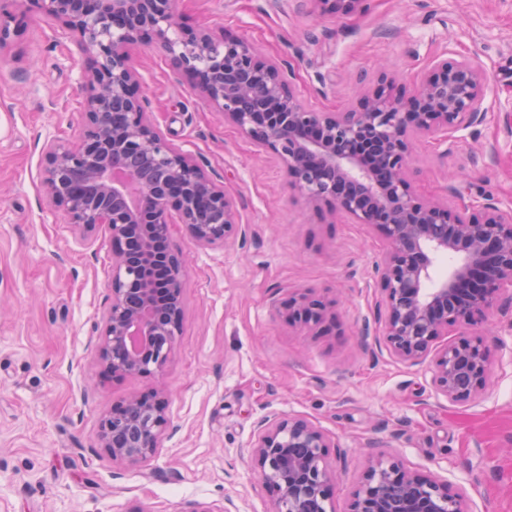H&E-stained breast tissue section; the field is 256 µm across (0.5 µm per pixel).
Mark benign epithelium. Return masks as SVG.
Returning a JSON list of instances; mask_svg holds the SVG:
<instances>
[{
  "instance_id": "obj_1",
  "label": "benign epithelium",
  "mask_w": 512,
  "mask_h": 512,
  "mask_svg": "<svg viewBox=\"0 0 512 512\" xmlns=\"http://www.w3.org/2000/svg\"><path fill=\"white\" fill-rule=\"evenodd\" d=\"M322 15L343 17L367 0H312ZM66 29L88 55L87 90L78 142L44 147L42 183L80 238L105 228L113 244L112 300L95 344L102 367L120 377L160 375L171 360L183 319L184 257L169 225H185L209 248L242 232L236 205L194 155L154 126L138 94L133 49L155 40L189 75L201 97L263 153L286 169L291 186L314 210L367 224L388 241L379 276L385 346L416 365L448 328L512 304V207L484 199L425 200L412 189V140L454 134L487 118V74L465 57H442L410 94L386 72L343 112H315L296 95L287 65L225 34L181 29V0H0V52L19 33L11 27L28 7ZM460 262L427 287L434 258ZM336 303L300 292L288 298V317L305 326L335 315ZM492 353L480 337L446 345L433 358L432 383L452 402L475 400L486 387ZM161 390L112 405L100 426V445L116 466L154 457L168 425ZM331 443L313 422L263 419L245 449L271 498L270 512H328L334 471ZM347 512H466L448 483L405 470L394 459L372 461Z\"/></svg>"
}]
</instances>
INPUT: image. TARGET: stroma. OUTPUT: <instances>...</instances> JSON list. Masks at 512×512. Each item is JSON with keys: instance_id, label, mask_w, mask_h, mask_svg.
<instances>
[{"instance_id": "obj_1", "label": "stroma", "mask_w": 512, "mask_h": 512, "mask_svg": "<svg viewBox=\"0 0 512 512\" xmlns=\"http://www.w3.org/2000/svg\"><path fill=\"white\" fill-rule=\"evenodd\" d=\"M183 25L256 44L288 62L312 110L348 108L378 67L413 91L441 56L488 76V116L449 147L417 142L415 193L456 205L512 206V0H368L339 19L311 0H183ZM144 108L163 136L196 156L233 198L244 236L186 256L184 316L163 376L112 378L95 343L110 304L107 232L76 237L40 183L46 141H76L87 59L58 25L29 16L0 55V512H269L270 496L240 450L263 418L301 416L339 446L332 506L345 512L372 454L448 482L467 512H512V310L449 329L485 337L494 362L475 401L436 393L432 363L390 354L377 314L376 230L309 208L281 164L225 124L154 45L136 51ZM338 301L333 322L290 324L289 294ZM166 387L170 425L148 462L114 467L99 445L113 403Z\"/></svg>"}]
</instances>
